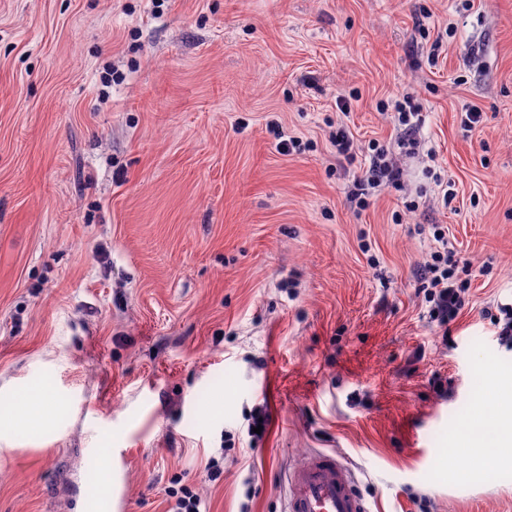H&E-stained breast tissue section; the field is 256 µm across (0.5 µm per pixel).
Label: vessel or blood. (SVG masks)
I'll return each instance as SVG.
<instances>
[{"label":"vessel or blood","mask_w":512,"mask_h":512,"mask_svg":"<svg viewBox=\"0 0 512 512\" xmlns=\"http://www.w3.org/2000/svg\"><path fill=\"white\" fill-rule=\"evenodd\" d=\"M288 512H369L347 465L320 452L288 474Z\"/></svg>","instance_id":"1"}]
</instances>
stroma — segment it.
I'll return each mask as SVG.
<instances>
[{"instance_id": "35a3bbf8", "label": "stroma", "mask_w": 512, "mask_h": 512, "mask_svg": "<svg viewBox=\"0 0 512 512\" xmlns=\"http://www.w3.org/2000/svg\"><path fill=\"white\" fill-rule=\"evenodd\" d=\"M396 94L425 150L360 211L329 134L397 143ZM432 224L474 271L445 333L415 290ZM502 303L512 0H0V408L65 403L0 439V512H80L107 445L131 512L185 487L285 512L321 451L372 512H512V465L456 479L476 378L512 399ZM391 104L397 114L399 125L404 127L405 139L402 144L407 141L408 145L416 146L415 135L424 122L420 104L408 94L403 95L402 98H395ZM56 402L57 400L53 399L46 389L38 387L27 395L23 402L14 404V417L22 418L32 424L38 423Z\"/></svg>"}]
</instances>
